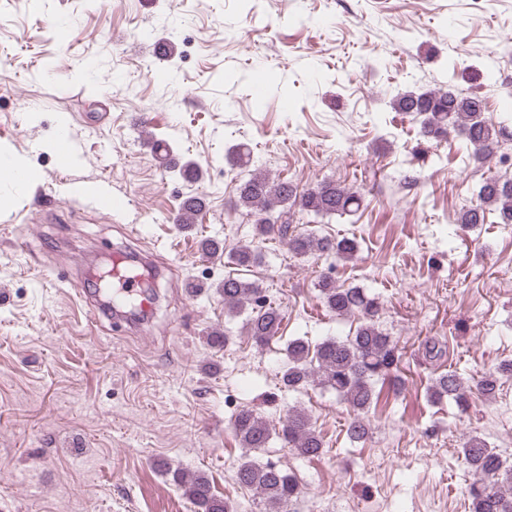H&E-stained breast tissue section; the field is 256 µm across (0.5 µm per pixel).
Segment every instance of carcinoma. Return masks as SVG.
<instances>
[{
	"label": "carcinoma",
	"instance_id": "obj_1",
	"mask_svg": "<svg viewBox=\"0 0 512 512\" xmlns=\"http://www.w3.org/2000/svg\"><path fill=\"white\" fill-rule=\"evenodd\" d=\"M390 105L393 110L405 112L417 120L421 135L427 139L437 140L451 131L459 132L473 148L475 160L512 141V119L495 122L486 118L479 96H464L451 84L446 88L399 92L391 98ZM229 161L240 168L250 167V149L245 144L235 146ZM362 202L360 192L334 181L325 180L299 193L291 182L254 169L238 188L234 210H244L254 217L255 236L262 242L277 239L300 258L318 253L347 262L358 254L356 239L320 236L312 229L294 226L291 209L297 206L323 218L355 213ZM204 205V199L199 196L184 198L176 223L183 227L195 223ZM492 217L500 224H512L511 174L486 178L476 201L458 213L457 223L469 228L488 224ZM201 248L206 255L226 258L225 264L237 269L247 270L262 260L261 250L249 245L228 250L224 242L209 238L202 242ZM316 288L328 313L338 319L357 315L359 325L345 338H327L314 344L303 338L289 340L288 364L281 373L280 385L288 391L312 385L335 391L354 412L346 429L348 438L361 441L368 434L364 414L379 401L376 384L394 376L401 351L397 341L378 323L381 310L378 297L359 287L346 288L326 274L320 276ZM221 292L228 316L249 311L244 333L256 346L264 347L278 337L283 314L258 282L230 273L224 276ZM503 376L512 377V361L472 382L450 371L432 381L428 387L429 398L434 403L448 399L465 411L474 394L493 397ZM231 426L242 447L249 451L267 447L276 436L302 458L314 460L323 455V440L303 408L289 409L276 428L257 410L243 407L234 414ZM462 454L476 476L469 491L470 512H512V464L476 435L465 439ZM165 473L191 499L197 512H233L232 506L213 492L205 474H186L169 467L165 468ZM236 481L260 499L261 512H285L288 504L300 494L295 474L269 461L244 458L237 466Z\"/></svg>",
	"mask_w": 512,
	"mask_h": 512
}]
</instances>
